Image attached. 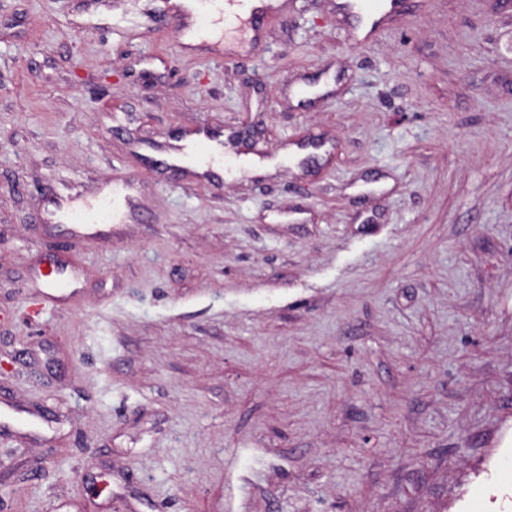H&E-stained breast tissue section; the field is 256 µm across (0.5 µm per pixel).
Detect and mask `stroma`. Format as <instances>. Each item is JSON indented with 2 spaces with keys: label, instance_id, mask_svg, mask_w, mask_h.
<instances>
[{
  "label": "stroma",
  "instance_id": "35a3bbf8",
  "mask_svg": "<svg viewBox=\"0 0 512 512\" xmlns=\"http://www.w3.org/2000/svg\"><path fill=\"white\" fill-rule=\"evenodd\" d=\"M154 7L0 0V512H456L512 433V0L224 57ZM211 131L223 185L151 165ZM55 218L74 224H112V220H119L112 211V183L102 199L57 203L56 210L50 213V220Z\"/></svg>",
  "mask_w": 512,
  "mask_h": 512
}]
</instances>
